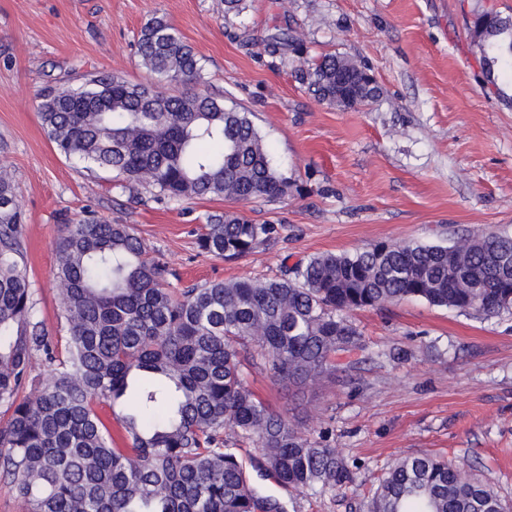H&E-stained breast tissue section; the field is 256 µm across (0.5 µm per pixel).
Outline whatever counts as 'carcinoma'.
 I'll use <instances>...</instances> for the list:
<instances>
[{
  "mask_svg": "<svg viewBox=\"0 0 512 512\" xmlns=\"http://www.w3.org/2000/svg\"><path fill=\"white\" fill-rule=\"evenodd\" d=\"M469 34L482 84L512 102V16L473 14ZM138 55L153 84L98 75L78 88L47 90L43 129L78 161L146 184L173 200L247 202L302 195L277 170L250 113L195 90L201 57L167 20L140 31ZM301 58L291 32L265 48ZM318 101L366 107L380 88L357 60L324 54L294 71ZM24 211L0 170V478L27 512H288V502L251 486L224 434L258 448L283 487L321 493L354 480L336 450L298 431L248 387L246 371L284 382L338 370V353L365 349L348 319L356 310L409 298L464 313H512V235L477 234L469 245L382 241L355 254L321 253L272 279L166 288L160 261L128 224L71 225L56 243L65 321L59 355L36 316L22 237ZM274 224L240 212L209 217L206 253L237 259L276 240ZM40 353L49 367L41 395L20 398ZM112 407L124 447L114 446L97 405ZM369 512H512V503L463 466L425 453L398 458Z\"/></svg>",
  "mask_w": 512,
  "mask_h": 512,
  "instance_id": "obj_1",
  "label": "carcinoma"
}]
</instances>
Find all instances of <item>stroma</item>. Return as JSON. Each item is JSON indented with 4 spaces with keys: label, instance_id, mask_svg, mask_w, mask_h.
I'll list each match as a JSON object with an SVG mask.
<instances>
[{
    "label": "stroma",
    "instance_id": "1",
    "mask_svg": "<svg viewBox=\"0 0 512 512\" xmlns=\"http://www.w3.org/2000/svg\"><path fill=\"white\" fill-rule=\"evenodd\" d=\"M0 0V166L26 213L23 247L37 317L65 342L54 246L67 225H131L173 288L268 279L324 252L379 241L450 245L479 232L512 234V107L484 92L467 24L473 12L512 14V0ZM166 17L202 59L201 90L251 112L275 165L306 194L237 209L279 239L227 260L200 250L221 198L173 201L151 187L82 169L60 153L39 96L116 74L152 83L137 54L141 29ZM299 36L308 58L336 53L370 69L380 89L366 107L318 102L288 51L266 37ZM367 350L349 371L302 385L251 370L250 388L302 432L322 438L355 479L321 495L280 487L246 445L250 482L291 512H367L402 456L433 453L464 465L512 501V315L486 317L406 299L353 312Z\"/></svg>",
    "mask_w": 512,
    "mask_h": 512
}]
</instances>
